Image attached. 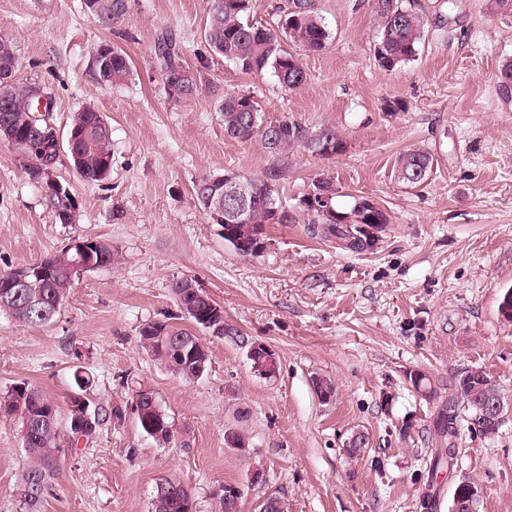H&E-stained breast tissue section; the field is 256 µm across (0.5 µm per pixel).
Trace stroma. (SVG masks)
I'll use <instances>...</instances> for the list:
<instances>
[{"label":"stroma","mask_w":512,"mask_h":512,"mask_svg":"<svg viewBox=\"0 0 512 512\" xmlns=\"http://www.w3.org/2000/svg\"><path fill=\"white\" fill-rule=\"evenodd\" d=\"M428 24L419 53L387 70L370 45L377 0H312L328 31L326 48L293 53L308 74L285 90L273 70L256 75L215 55L203 38L208 0H128L122 21L104 28L80 0H0V35L16 49V77L49 94L53 125L92 105L112 131V170L86 182L61 153L55 177L78 204L60 223L27 174L21 152L0 140V274L57 253L72 239L105 241L112 264L76 279L48 326L0 316V397L18 382L40 388L66 412L74 365L93 376L96 405L130 402L150 387L184 433L156 444L134 416L106 423L86 443L65 447L42 512H151L156 486L172 478L192 493L196 512H213L227 483L244 489L241 512L277 492L288 512H421L437 487L451 512L457 483L480 489L479 512H512V417L497 435L462 429L458 461L429 479L425 459L437 406L471 368L512 395V322L499 312L512 287V99L497 75L512 61V16H489L485 0H419ZM169 33L202 87L171 100L154 55ZM103 42L130 59L128 78L101 86L93 55ZM253 95L265 121L290 117L332 125L343 152L297 150L285 165L257 143L224 135L225 94ZM402 99L406 111L387 105ZM413 145L434 158L428 179L396 180L394 164ZM281 166L280 201L294 224L265 227V250L243 257L209 223L193 192L202 177L233 171L260 177ZM330 179L340 209L364 195L389 215L374 248L351 252L311 237L301 198ZM191 279L224 310V333L197 329L208 370L188 383L148 354L147 322L177 314L173 284ZM277 356L265 378L248 357L251 342ZM423 373L428 398L410 376ZM319 378L331 379V400ZM249 440L227 447L226 432ZM24 451L14 422L0 419V512H20L15 486ZM265 469L266 488L250 486Z\"/></svg>","instance_id":"stroma-1"}]
</instances>
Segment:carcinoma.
I'll return each mask as SVG.
<instances>
[{"label":"carcinoma","instance_id":"obj_1","mask_svg":"<svg viewBox=\"0 0 512 512\" xmlns=\"http://www.w3.org/2000/svg\"><path fill=\"white\" fill-rule=\"evenodd\" d=\"M249 0H211L206 17L203 36L208 48L215 54L233 62L241 69L261 73L271 69L280 84L288 90H297L307 82V73L298 59L291 54L285 43L291 42L308 52H319L329 39L327 26L308 0H294L293 9L281 21L277 32L251 25L243 20ZM94 9L90 17L99 25L108 27L123 20L128 12V0H93ZM380 17L379 32L373 43V55L384 69L392 70L414 60L424 36L427 24L425 16L416 10L415 4H401L397 0H378ZM154 54L159 63L161 78L167 93H175L173 99L195 96L199 91L198 78L193 70L183 63L182 52L177 42L168 34H161L154 43ZM18 67L15 47L12 41L0 37V106L9 111L0 112V121H8L25 136V145L20 147L28 160L30 179L38 181V164L48 150L45 143L50 141L45 129L35 131L29 123V112L37 106V100L44 88L36 82L14 81ZM95 67L98 82L113 86L130 75L127 55L108 43L96 48ZM224 121V134L230 139L246 142L260 141L263 149L278 161L287 159L293 148L303 149L311 154L331 145L333 153L343 151L344 142L332 126H310L291 118L265 123L261 118L262 107L249 94L227 93L219 106ZM106 122L101 113L83 108L74 113L70 127H78L89 134L88 143L71 160L75 172L86 182H99L106 174L101 170L102 162L112 161L111 137L104 132ZM433 158L423 148H413L404 152L396 161L397 180L417 185L426 180ZM279 177V169L273 168L260 178H247L233 171L222 175L204 176L194 185V195L207 219L212 224L224 223V212L217 210L211 200L223 189L235 184L245 190V211L248 223L238 225L242 245L234 246L242 256H256L254 240L263 236L264 225L286 224L296 221L295 216L275 195L274 181ZM309 196L301 199V205L310 219L307 232L311 236L326 241L344 239L347 250L363 251L374 245L375 238L364 236L360 239L352 234L349 225L362 217L367 224H387V213L376 203L366 200L363 195L353 196V204L347 211H336V220L322 217L309 205ZM44 200L60 223H65L63 215L72 213L73 198L68 195L46 196ZM95 264L106 267L112 264V246L104 241H96L93 249ZM33 268L37 272L28 277L27 288L23 293L39 297L41 301L27 304L23 301L11 306L4 314L12 320L30 327H42L54 320L60 313L70 289L73 287L64 272L62 257L59 254L43 259ZM196 285L189 279L175 282L173 293L177 305L188 308L185 316L196 326H204L200 319L203 307L195 297ZM140 343L152 357L166 365L175 360V373L186 381L199 379L206 372L209 355L200 338L190 329L175 322L150 321L139 330ZM252 368L264 377H273L278 365L268 363L262 354L250 356ZM74 394L68 402L67 419H72L76 408L83 405L92 414V430L87 438H93L103 422L118 418L115 411L108 412L102 407L92 408L86 397L92 382L90 375L78 367L73 373ZM482 386L480 376L469 375L467 379L457 378L448 401L438 407L434 414L430 435L435 444L429 459V472L438 475L453 468L459 453L461 421L468 428L479 425L477 431L485 436L498 433L493 421L480 422L479 411L467 402L469 394ZM55 407V403L25 382L15 384L0 400V414L14 418H24L28 422L30 434L22 443L26 454V465L16 485L15 494L24 512H40L50 479L59 470L62 436L58 415L52 421L46 420L45 410ZM160 419L170 422L167 413L156 414L150 406H145L143 414L137 417L139 429L148 437L153 434L145 421ZM161 486L167 488L166 497L159 512H189L193 496L189 489L178 480L166 479Z\"/></svg>","mask_w":512,"mask_h":512}]
</instances>
